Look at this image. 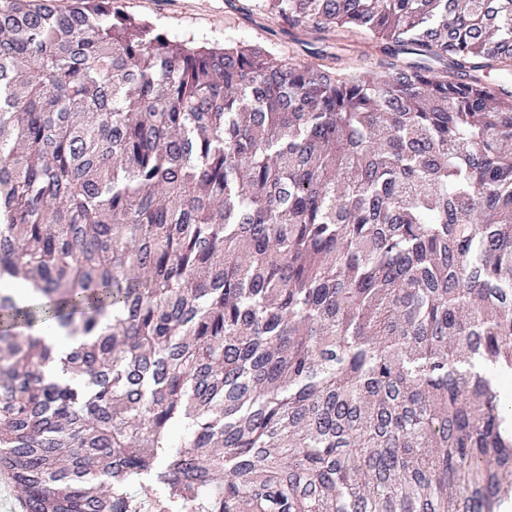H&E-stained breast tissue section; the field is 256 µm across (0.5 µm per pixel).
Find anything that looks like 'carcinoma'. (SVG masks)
Masks as SVG:
<instances>
[{"instance_id":"1","label":"carcinoma","mask_w":512,"mask_h":512,"mask_svg":"<svg viewBox=\"0 0 512 512\" xmlns=\"http://www.w3.org/2000/svg\"><path fill=\"white\" fill-rule=\"evenodd\" d=\"M252 8L380 57L0 7V474L22 512H499L512 0Z\"/></svg>"}]
</instances>
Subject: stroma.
Segmentation results:
<instances>
[{
  "label": "stroma",
  "instance_id": "obj_1",
  "mask_svg": "<svg viewBox=\"0 0 512 512\" xmlns=\"http://www.w3.org/2000/svg\"><path fill=\"white\" fill-rule=\"evenodd\" d=\"M246 0H118L122 9L137 17L162 24L177 41L224 43L256 42L274 55L296 64L313 63L314 52L323 50L343 62H369L378 57L379 45L363 36L327 35L311 42L301 31H289L258 12H246Z\"/></svg>",
  "mask_w": 512,
  "mask_h": 512
}]
</instances>
